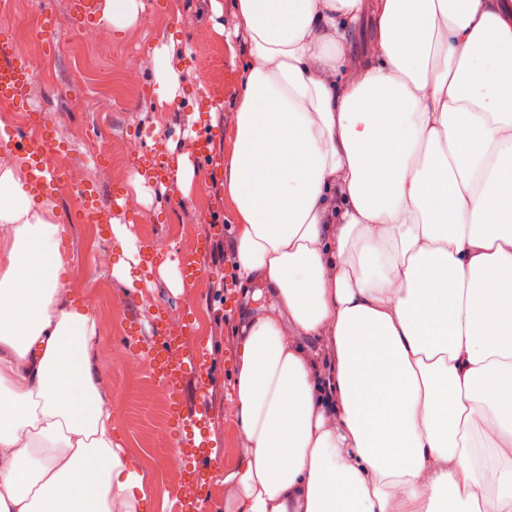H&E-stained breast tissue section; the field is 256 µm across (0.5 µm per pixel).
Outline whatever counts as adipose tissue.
<instances>
[{"mask_svg":"<svg viewBox=\"0 0 512 512\" xmlns=\"http://www.w3.org/2000/svg\"><path fill=\"white\" fill-rule=\"evenodd\" d=\"M373 37L349 65L347 32ZM224 512H512V0H237ZM0 512H143L59 227L0 169ZM332 358L322 383L303 340Z\"/></svg>","mask_w":512,"mask_h":512,"instance_id":"1","label":"adipose tissue"}]
</instances>
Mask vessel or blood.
Returning <instances> with one entry per match:
<instances>
[{
    "label": "vessel or blood",
    "mask_w": 512,
    "mask_h": 512,
    "mask_svg": "<svg viewBox=\"0 0 512 512\" xmlns=\"http://www.w3.org/2000/svg\"><path fill=\"white\" fill-rule=\"evenodd\" d=\"M103 0H69V12L74 30L98 23L102 17ZM32 67L19 60L10 48L8 36L0 31V101L12 103L17 109L30 113L31 127H16L6 133V150L22 158L26 164L32 194L37 199L55 197L67 181L65 172L53 162L55 153L63 144L56 136L55 125L46 113L36 112L30 102ZM182 136L191 143L190 160L204 163L213 152L208 134L197 128L183 130ZM205 254L196 252L181 256L178 269L183 288H192L205 271ZM150 333L154 342L145 357L158 375L160 384L169 398L172 427L181 447L194 446L189 432L193 422L187 413L189 394L203 395L215 378V371L205 351L186 353L176 342L164 336L159 320L149 327H135L132 338Z\"/></svg>",
    "instance_id": "1"
}]
</instances>
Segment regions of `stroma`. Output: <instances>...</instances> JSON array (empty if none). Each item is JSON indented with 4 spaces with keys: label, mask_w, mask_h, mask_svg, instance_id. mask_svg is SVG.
<instances>
[{
    "label": "stroma",
    "mask_w": 512,
    "mask_h": 512,
    "mask_svg": "<svg viewBox=\"0 0 512 512\" xmlns=\"http://www.w3.org/2000/svg\"><path fill=\"white\" fill-rule=\"evenodd\" d=\"M220 2L221 12H214L213 2ZM145 12L153 14L156 24H132L113 33L109 44L81 42L78 33L65 23L67 0H0V26L12 31L13 50L26 62L43 60L45 69L34 72L31 96L42 104L55 121L59 133H66L75 122L102 132L114 150L133 144L145 153L150 142L162 141L165 132L188 124L209 130L213 148L212 165H195L194 184H207L203 204L184 196L178 183H144L140 207L131 216L113 214L110 223L95 226L91 215L82 208L78 188L97 186V211L109 209V189L97 185L92 161L75 157L72 163V187L59 191L46 202L51 223L61 225L63 282L67 299L77 303L97 299L98 340L92 350V362L108 383V402L116 436L128 455L139 463L148 479L161 490L151 499L148 512H166L168 495L178 493L176 471L202 465V480L196 496L207 503L223 501L224 472L232 468L245 441L230 415L232 369L225 359H236L233 335L236 326L250 309L240 299L236 273L227 254L234 240V226L228 221L229 206L224 197V164L232 139L233 115L248 50L229 37L236 23V0H143ZM59 19L56 48H49L41 36L40 12ZM168 47L171 64L179 74L182 94L175 102L161 107L156 102L153 51ZM213 46L223 54V77L214 85L201 83L207 60L200 48ZM141 57L143 66L135 82H126L122 62L129 56ZM82 72V82H73L74 72ZM224 221L222 235H215V221ZM151 225L158 234L168 233L175 224L187 225L197 246H209L208 264L220 267L224 286L215 289L210 276L201 284L185 290L176 287L173 276L159 273L144 275L139 265H132L133 285H125L112 269L99 268L94 252L105 246L113 259L123 256L122 245L138 251L142 225ZM177 309L190 327L188 350L207 349L216 369V381L206 392L208 419L194 426L208 444L195 449L186 461H178V448L157 446L155 433L168 418L166 404L158 400L157 381L151 374L133 377L126 373L127 357L140 356V349L124 345L134 323H148L158 307Z\"/></svg>",
    "instance_id": "35a3bbf8"
}]
</instances>
